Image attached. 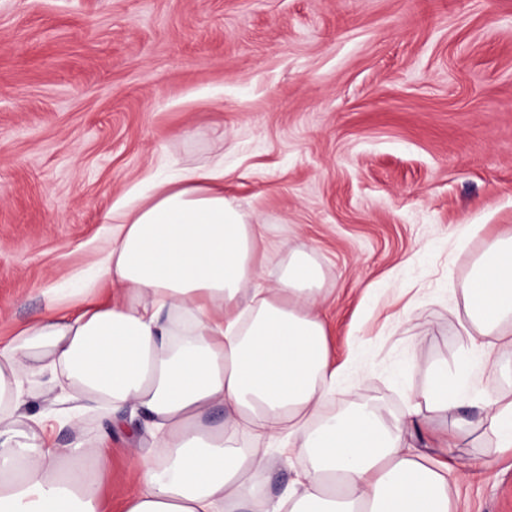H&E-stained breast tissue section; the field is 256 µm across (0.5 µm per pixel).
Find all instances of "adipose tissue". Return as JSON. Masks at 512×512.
I'll return each instance as SVG.
<instances>
[{"label": "adipose tissue", "instance_id": "1", "mask_svg": "<svg viewBox=\"0 0 512 512\" xmlns=\"http://www.w3.org/2000/svg\"><path fill=\"white\" fill-rule=\"evenodd\" d=\"M106 291L39 317L0 347V512H101L111 460L100 440L68 448L47 439L46 413H26V385L49 376L80 410L142 419L131 450L140 474L124 512H452L466 467L452 456L472 423L458 409L468 381L433 369L419 402L390 421L383 407L325 409L338 371L319 307L321 268L294 248L276 286L265 227L224 193V168L181 167L145 199L118 202ZM469 355L512 373V235L486 242L464 290ZM221 424H208L215 408ZM484 423L512 450V400L489 399ZM431 429L435 461L401 434ZM306 464L279 495L258 473Z\"/></svg>", "mask_w": 512, "mask_h": 512}]
</instances>
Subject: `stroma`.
<instances>
[{
  "instance_id": "obj_1",
  "label": "stroma",
  "mask_w": 512,
  "mask_h": 512,
  "mask_svg": "<svg viewBox=\"0 0 512 512\" xmlns=\"http://www.w3.org/2000/svg\"><path fill=\"white\" fill-rule=\"evenodd\" d=\"M223 160L224 192L323 271L336 407L402 416L469 344L471 261L512 231V0H0V346L112 247L104 215L159 165ZM482 230L459 248L462 225ZM460 413L512 393L472 368ZM105 437L104 512L136 471ZM454 512H512V451L476 426Z\"/></svg>"
}]
</instances>
